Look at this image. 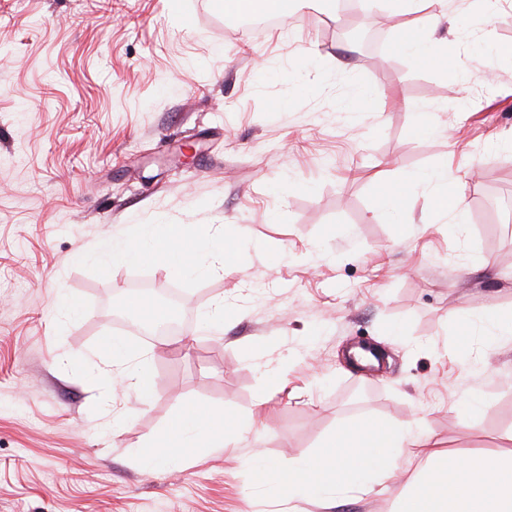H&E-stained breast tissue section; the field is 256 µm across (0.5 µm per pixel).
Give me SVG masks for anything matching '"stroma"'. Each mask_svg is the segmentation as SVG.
<instances>
[{
  "label": "stroma",
  "instance_id": "obj_1",
  "mask_svg": "<svg viewBox=\"0 0 512 512\" xmlns=\"http://www.w3.org/2000/svg\"><path fill=\"white\" fill-rule=\"evenodd\" d=\"M441 9L458 85L393 52L409 18L382 0L311 2L259 35L227 25L222 0H0V512H387L406 459L334 506L273 495L249 460L303 457L360 417L501 445L512 342L472 374L446 338L454 310L512 308V58L497 53L512 0L490 22L474 0ZM445 163L466 232L420 190L388 223L375 172ZM156 223L236 226V265L181 280L78 259ZM60 288L81 317L54 312ZM166 288L186 325L161 348L122 319ZM219 306L223 326L206 324ZM109 336L144 351L150 404L113 380ZM361 342L380 369L347 362ZM477 393L492 408L472 430ZM187 404L254 425L142 468V441Z\"/></svg>",
  "mask_w": 512,
  "mask_h": 512
}]
</instances>
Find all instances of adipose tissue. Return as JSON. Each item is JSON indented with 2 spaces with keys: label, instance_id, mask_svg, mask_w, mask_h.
<instances>
[{
  "label": "adipose tissue",
  "instance_id": "1",
  "mask_svg": "<svg viewBox=\"0 0 512 512\" xmlns=\"http://www.w3.org/2000/svg\"><path fill=\"white\" fill-rule=\"evenodd\" d=\"M443 0H397L404 13L422 12L420 25L402 28L394 49L417 63L439 64L432 48L439 30ZM428 192L438 212L452 215L465 231L461 191H449L447 168L408 172L398 183L383 185L379 206L395 219L414 190ZM238 231L231 225L137 224L131 233L102 238L81 255L86 264L106 271L117 265L148 262L164 267L176 278H197L209 272L203 261L211 256L221 266L234 265ZM512 340V311L486 305L478 314L461 317L455 348L468 370L485 371L490 352ZM245 420L199 405L177 412L158 434L147 437L138 454L140 464L161 471L178 464L185 449H222L237 442ZM418 459L419 466L397 495L391 512H512V450L439 448L414 421L364 418L343 421L308 457L273 465L252 460L266 485L291 500H320L338 494H366L394 476L401 456Z\"/></svg>",
  "mask_w": 512,
  "mask_h": 512
}]
</instances>
